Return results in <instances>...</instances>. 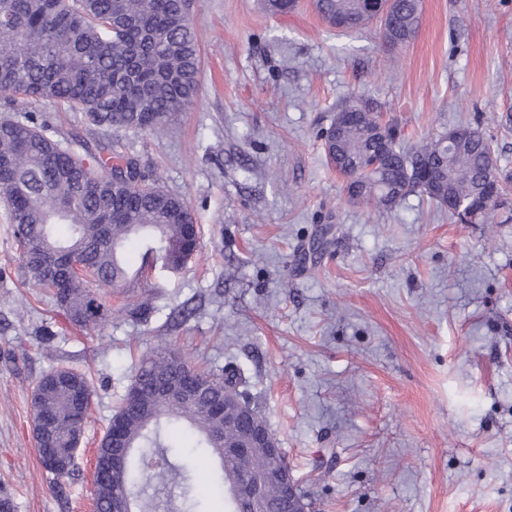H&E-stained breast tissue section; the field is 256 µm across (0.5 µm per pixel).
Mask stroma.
Instances as JSON below:
<instances>
[{"label": "stroma", "mask_w": 512, "mask_h": 512, "mask_svg": "<svg viewBox=\"0 0 512 512\" xmlns=\"http://www.w3.org/2000/svg\"><path fill=\"white\" fill-rule=\"evenodd\" d=\"M196 103L160 136L17 98L20 120L111 142L182 195L200 246L157 278L145 320L73 325L25 279L0 205V500L93 512V459L135 367L173 348L243 368L311 512H512V223L455 224L425 195L349 201L320 135L352 92L410 140L480 125L512 172V0H421L406 45L344 32L312 0H190ZM67 366L93 383L77 465L39 460L32 394Z\"/></svg>", "instance_id": "35a3bbf8"}]
</instances>
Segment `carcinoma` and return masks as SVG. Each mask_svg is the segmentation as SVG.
<instances>
[{
	"label": "carcinoma",
	"instance_id": "obj_1",
	"mask_svg": "<svg viewBox=\"0 0 512 512\" xmlns=\"http://www.w3.org/2000/svg\"><path fill=\"white\" fill-rule=\"evenodd\" d=\"M318 15L344 30H360L378 20L381 36L396 46L409 41L418 22L420 0H313ZM200 51L189 18V0H0V103L9 107L19 96L53 102L81 112L90 124L158 135L199 94ZM337 112L350 113L352 128L342 143L334 168L357 185L358 202L383 210L395 208L422 181L439 179L426 196L460 224L512 221V202L503 184L491 141L477 127L465 126L460 138L454 127L407 149L391 124L380 122L359 93H351ZM112 147L92 148L68 141L58 128L34 116L26 121L0 119V198L22 249V268L43 287L38 265L48 255L68 248L81 253L97 276V286L137 288L157 270L179 272L198 248L199 233L184 198L149 181L131 155L107 161ZM104 224L101 235L90 233ZM140 242L142 263L130 268L125 243ZM55 305L79 327L95 325L107 313L88 281L74 276L64 287L51 289ZM187 362L165 349L142 360L131 383L141 386L135 401L123 398L114 416L121 419L138 456L127 483L135 502L148 501L152 512H204L190 494L189 472L199 458L215 456L212 507L225 512H258L261 504L225 494L228 487L255 481L286 458L275 461L263 448L224 457V444L235 443L239 431L224 428L208 401L239 399L246 411L259 415L247 392L239 390L243 372L229 366L215 372L194 369L202 402L173 400L153 389L177 374ZM51 373L69 384L38 381L36 409L48 423V439L65 447L82 431L90 404L75 410V390L92 394L88 376L71 368ZM190 432L196 446L172 450L173 432ZM181 489L160 496V490ZM112 478L95 479L98 507L112 505ZM139 505L135 512L148 510Z\"/></svg>",
	"mask_w": 512,
	"mask_h": 512
}]
</instances>
